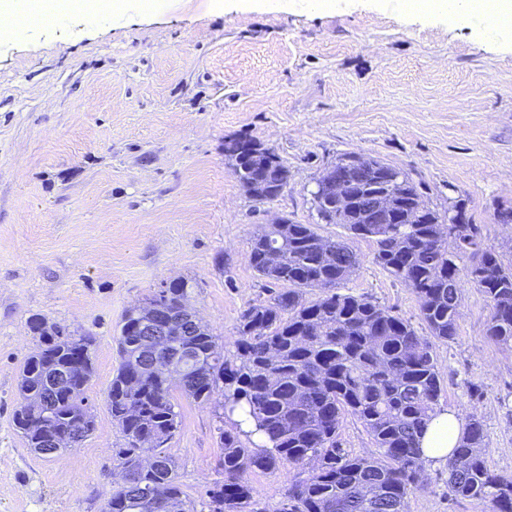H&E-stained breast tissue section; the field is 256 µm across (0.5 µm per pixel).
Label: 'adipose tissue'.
Masks as SVG:
<instances>
[{
  "label": "adipose tissue",
  "instance_id": "1",
  "mask_svg": "<svg viewBox=\"0 0 512 512\" xmlns=\"http://www.w3.org/2000/svg\"><path fill=\"white\" fill-rule=\"evenodd\" d=\"M392 7L402 15H445L461 27L474 26L476 20L490 13L512 18V0H394ZM461 433L456 415L441 410L418 438L423 463L445 464Z\"/></svg>",
  "mask_w": 512,
  "mask_h": 512
}]
</instances>
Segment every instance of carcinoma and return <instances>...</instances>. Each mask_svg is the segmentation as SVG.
Wrapping results in <instances>:
<instances>
[{
  "instance_id": "carcinoma-1",
  "label": "carcinoma",
  "mask_w": 512,
  "mask_h": 512,
  "mask_svg": "<svg viewBox=\"0 0 512 512\" xmlns=\"http://www.w3.org/2000/svg\"><path fill=\"white\" fill-rule=\"evenodd\" d=\"M347 159L343 155L334 168L345 173L354 204L341 212L322 197L315 202L318 219L341 225L350 239L373 243L375 263L413 288L428 335L366 296L339 291L360 266L347 241L321 236L311 224L261 226L251 241L250 264L261 279L282 289L271 302L243 310L233 358L225 357L206 327L176 336L168 357L181 351L176 363L184 375L174 382L152 369L155 352L142 348L140 319L125 315L117 337L121 362L106 405L125 439L115 454L117 468L130 480L112 488L102 512H149L141 500L148 492L169 512H194L163 451L181 423L174 385L200 403L223 391L222 414L242 411L269 442L245 444L246 432L236 422L220 429L224 483L206 491L208 512H256L246 474L284 463L310 470L289 483L288 506L281 512H408L410 494L425 486L416 440L441 408L444 392L433 342L446 343L457 333L462 272L457 258L471 257L468 275L491 303L486 336L510 349L512 260L482 241L465 204L456 202L441 214L423 202L403 171L392 169L396 181L390 182L374 169L381 161L350 166ZM394 187L396 220L366 223L361 210ZM458 213L465 223H445ZM320 285L317 298H305ZM187 297L188 282L175 280L166 301L174 308ZM29 328L40 345L20 371L13 425L38 454L50 436L80 427L89 436L95 429L84 397L94 372L95 337L40 317L32 318ZM75 363L80 370L72 389L47 388L46 379L56 370ZM347 414L362 424L378 454L355 456L343 448L339 428ZM142 438L156 442L150 463L142 459ZM487 447L483 423L470 419L448 458V496L482 500L488 512H512V475L487 466Z\"/></svg>"
}]
</instances>
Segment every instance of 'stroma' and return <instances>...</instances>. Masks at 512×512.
I'll use <instances>...</instances> for the list:
<instances>
[{"mask_svg": "<svg viewBox=\"0 0 512 512\" xmlns=\"http://www.w3.org/2000/svg\"><path fill=\"white\" fill-rule=\"evenodd\" d=\"M50 26L0 43V512H102L124 447L106 395L126 311L162 282L185 279L188 302L232 356L241 312L276 287L249 262L271 218L315 225L316 180L342 155L396 167L424 203H465L486 243L512 258V43L445 17L379 10L374 0L304 9L238 0H112L104 15L69 0ZM272 148L288 185L271 203L241 187L225 140ZM362 262L343 289L371 297L418 332L412 288L352 240ZM457 334L434 354L442 403L481 420L490 469L512 474V349L485 333L490 305L462 278ZM42 317L95 336L86 395L96 428L59 458L27 448L14 429L20 369ZM181 424L166 450L182 489L207 512L223 481L215 407L174 391ZM297 467L248 473L259 512H281ZM409 512H485L448 498L445 466L424 470Z\"/></svg>", "mask_w": 512, "mask_h": 512, "instance_id": "obj_1", "label": "stroma"}]
</instances>
